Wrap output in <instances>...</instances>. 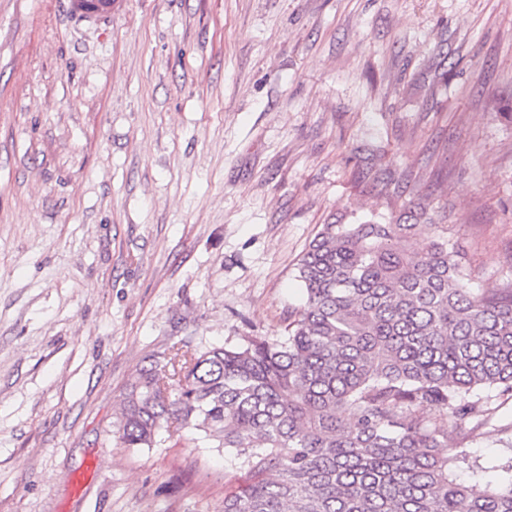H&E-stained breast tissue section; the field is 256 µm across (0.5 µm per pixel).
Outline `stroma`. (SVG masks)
I'll list each match as a JSON object with an SVG mask.
<instances>
[{
    "label": "stroma",
    "mask_w": 512,
    "mask_h": 512,
    "mask_svg": "<svg viewBox=\"0 0 512 512\" xmlns=\"http://www.w3.org/2000/svg\"><path fill=\"white\" fill-rule=\"evenodd\" d=\"M512 0H0V512H220L189 431L126 448L174 344L283 335L332 214L422 201L512 281Z\"/></svg>",
    "instance_id": "obj_1"
}]
</instances>
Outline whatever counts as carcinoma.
Listing matches in <instances>:
<instances>
[{
	"instance_id": "1",
	"label": "carcinoma",
	"mask_w": 512,
	"mask_h": 512,
	"mask_svg": "<svg viewBox=\"0 0 512 512\" xmlns=\"http://www.w3.org/2000/svg\"><path fill=\"white\" fill-rule=\"evenodd\" d=\"M470 277L425 206L343 215L298 259L285 333L172 346L126 387L119 442L173 427L232 453L249 481L223 512H512V439L496 486L468 452L512 403V282Z\"/></svg>"
}]
</instances>
